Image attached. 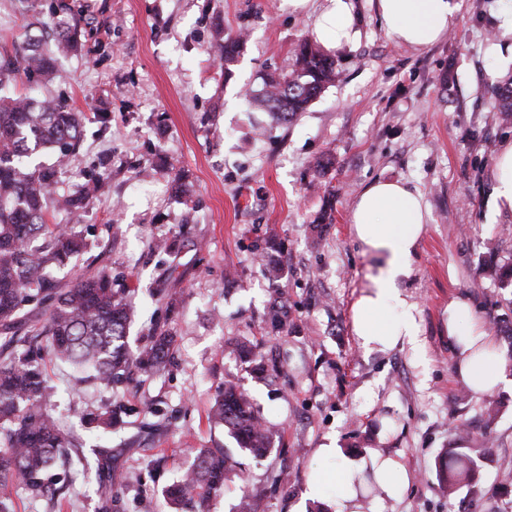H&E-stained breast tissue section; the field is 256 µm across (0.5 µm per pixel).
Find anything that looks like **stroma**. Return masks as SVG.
<instances>
[{
  "label": "stroma",
  "mask_w": 512,
  "mask_h": 512,
  "mask_svg": "<svg viewBox=\"0 0 512 512\" xmlns=\"http://www.w3.org/2000/svg\"><path fill=\"white\" fill-rule=\"evenodd\" d=\"M92 22L96 51L58 61L57 76L21 93L60 96L89 118L79 152L58 185L67 192L91 171L108 173L101 194L74 223L91 244L81 270L107 269L135 288L132 342L145 344L150 322L169 318L176 343L170 365L105 392L86 380L68 393L74 373L46 369L60 392L54 410L77 427L80 455L112 449L120 500L112 512H141L140 499L161 495L195 448H229L208 411L232 381L276 427V450L245 459L244 476L261 512H336V486L307 494L314 476L373 455L399 461L407 482L377 498L381 512H512V388L478 397L455 372L446 330L450 301L466 300L512 351V215L488 223L492 166L512 140L490 86L512 74L501 58L498 0H464L453 28L421 51L395 42L371 0H351L358 43L335 50L341 77L290 125L253 109L245 90L289 66L315 17L288 0H74ZM243 31L236 59L223 63L211 45L220 31ZM447 83H440V74ZM105 122H98V115ZM327 168H319L320 160ZM193 187L184 200L173 172ZM377 179L419 191L429 222L404 288L418 307L424 351L366 352L352 330V305L371 265L349 225L354 198ZM333 221L319 224L324 210ZM280 242L281 279L261 263L267 230ZM177 238L170 256L159 238ZM183 293L157 299L168 281ZM281 290L295 327L270 332L265 319ZM243 341L277 366L253 379L236 359ZM122 403L117 430L83 428L79 417ZM486 438L473 484L443 496L439 456L456 446L454 426ZM335 448L332 456L324 448ZM64 492L49 502L21 483L6 490L13 512H99L92 475L58 468Z\"/></svg>",
  "instance_id": "1"
}]
</instances>
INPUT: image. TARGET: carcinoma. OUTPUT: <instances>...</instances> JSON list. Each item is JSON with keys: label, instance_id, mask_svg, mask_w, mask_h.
Listing matches in <instances>:
<instances>
[{"label": "carcinoma", "instance_id": "obj_1", "mask_svg": "<svg viewBox=\"0 0 512 512\" xmlns=\"http://www.w3.org/2000/svg\"><path fill=\"white\" fill-rule=\"evenodd\" d=\"M35 21L49 11L58 18L53 45L41 34H27L11 54H0V485L19 481L37 497L52 501L61 488L48 479L55 466H71L70 449L78 439L64 430L49 412L56 393L43 363L50 356L85 371L106 391L128 382L136 372L157 375L170 362L175 336L168 323H152L148 341L132 347L129 329L134 309L130 288L104 270L85 272L62 281L51 271L72 264L89 248L78 232L51 224L48 218L64 212L77 215L103 187V176L92 175L79 189L57 193L60 171L78 151L87 117L64 99H35L15 91L19 75L50 81L58 58L85 49L87 31L74 20L67 0H30ZM242 35L226 33L214 45L215 55L232 62ZM340 77L336 61L308 38L294 49V63L286 71L263 79L260 94L251 103L268 112L272 121L288 123L308 111L311 104ZM499 118L512 124V74L493 89ZM41 150L54 154L50 163L36 161ZM276 236L265 240L262 261L270 277L278 278ZM272 328L291 327L288 309L274 303L269 310ZM245 370L257 378L267 376L264 357L254 345L237 347ZM122 405L81 416V423L114 428L122 423ZM209 420L227 431L237 445L228 449L198 448L181 477L163 490L168 504L196 501L208 504L224 486L243 473L239 457L262 459L271 453L273 432L250 395L229 384L219 393ZM462 430L453 458V480L442 478L453 495L455 486L469 482L479 467L477 449L464 447Z\"/></svg>", "mask_w": 512, "mask_h": 512}]
</instances>
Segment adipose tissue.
<instances>
[{
    "label": "adipose tissue",
    "instance_id": "1",
    "mask_svg": "<svg viewBox=\"0 0 512 512\" xmlns=\"http://www.w3.org/2000/svg\"><path fill=\"white\" fill-rule=\"evenodd\" d=\"M389 36L415 50L443 40L462 8V0H374ZM314 31L329 50L358 40L350 0H324ZM493 215L512 213V141L503 142L493 166ZM429 220L418 191L404 181L378 179L354 199L353 237L374 265L352 310V329L366 351L396 346L421 354L417 306L402 285L414 272L415 255ZM447 331L455 342L457 377L481 396L512 383L496 340L469 303L451 301Z\"/></svg>",
    "mask_w": 512,
    "mask_h": 512
}]
</instances>
